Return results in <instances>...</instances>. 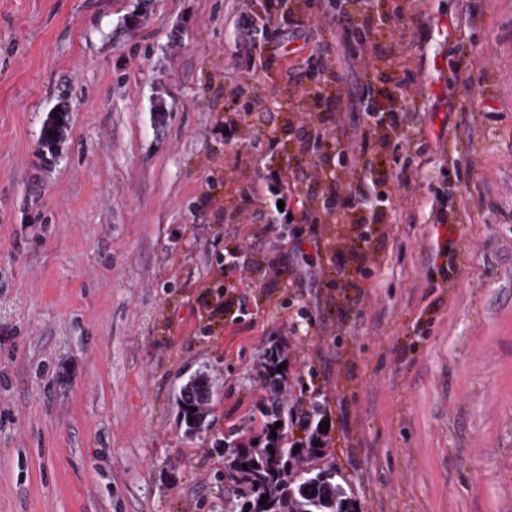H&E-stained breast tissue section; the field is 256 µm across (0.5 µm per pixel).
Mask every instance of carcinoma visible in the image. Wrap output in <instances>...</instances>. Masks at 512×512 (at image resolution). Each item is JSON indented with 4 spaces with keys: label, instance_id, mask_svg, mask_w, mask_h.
Segmentation results:
<instances>
[{
    "label": "carcinoma",
    "instance_id": "obj_1",
    "mask_svg": "<svg viewBox=\"0 0 512 512\" xmlns=\"http://www.w3.org/2000/svg\"><path fill=\"white\" fill-rule=\"evenodd\" d=\"M67 124V111L54 113L44 124L43 143L52 147ZM287 361V349L277 346L263 366L268 398L261 412L258 443L225 449V476L238 488L236 512H356L355 500L336 469L317 465L324 454V446L317 445L323 438L322 420L298 416L285 405V372L277 368ZM213 395L212 380L201 372L189 377L179 388L177 401L188 429H199L205 424ZM297 421L311 434L295 443L289 439L288 428ZM278 422L281 426L277 428ZM273 430L277 433L275 437L271 436ZM264 495L267 501L262 505Z\"/></svg>",
    "mask_w": 512,
    "mask_h": 512
}]
</instances>
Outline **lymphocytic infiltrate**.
<instances>
[{
  "label": "lymphocytic infiltrate",
  "mask_w": 512,
  "mask_h": 512,
  "mask_svg": "<svg viewBox=\"0 0 512 512\" xmlns=\"http://www.w3.org/2000/svg\"><path fill=\"white\" fill-rule=\"evenodd\" d=\"M344 2V8L330 16L320 11L316 0H263L261 10L242 13L241 35L258 69L281 74V82L269 92L280 104L278 112L270 113L264 109L265 94L250 97L248 112L262 114L260 130L253 136L243 135L237 121L227 122L225 145L241 153H263L265 163L260 183L247 185L224 209L239 215L244 204H251L253 219L271 228L287 224L292 213L302 224L356 225L357 235L336 252V269L351 268L362 275L371 240L368 225L382 223L393 184L410 185L414 176L406 165L387 171L382 147L394 135L415 156L425 153L412 137L423 112L407 93L418 78L414 53L425 47L418 37L425 13L421 0H413L406 12L384 9L380 0ZM305 24L360 45L353 84L361 104L356 120L342 119L345 88L326 49L310 54L305 69L285 72L274 55L261 52L262 42L285 39L289 28ZM283 123L305 131L297 154L288 159L276 149V131Z\"/></svg>",
  "instance_id": "1"
}]
</instances>
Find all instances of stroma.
<instances>
[{
  "instance_id": "stroma-1",
  "label": "stroma",
  "mask_w": 512,
  "mask_h": 512,
  "mask_svg": "<svg viewBox=\"0 0 512 512\" xmlns=\"http://www.w3.org/2000/svg\"><path fill=\"white\" fill-rule=\"evenodd\" d=\"M244 2L0 0V512H235L224 448L259 426L279 344L357 512H512V0H427L447 34L410 89L422 187L335 288L288 287L276 231L224 218L262 169L224 144L257 82ZM350 231L301 260L331 272ZM67 124V111L62 109L55 112L44 124L42 134L43 143L49 148L52 147L54 142L61 139L60 133L65 130ZM50 132H53V135H50ZM214 395L212 380L204 373H195L179 388L177 401L186 426L201 428L208 416V405ZM190 407L196 408L195 412Z\"/></svg>"
}]
</instances>
